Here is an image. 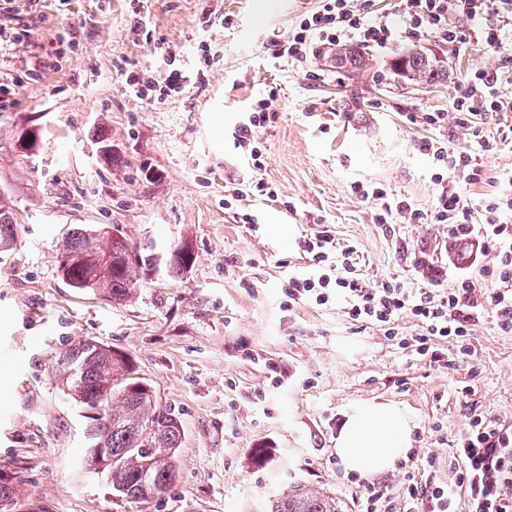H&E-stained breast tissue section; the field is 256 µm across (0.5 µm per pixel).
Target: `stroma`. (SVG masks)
Returning a JSON list of instances; mask_svg holds the SVG:
<instances>
[{
  "mask_svg": "<svg viewBox=\"0 0 512 512\" xmlns=\"http://www.w3.org/2000/svg\"><path fill=\"white\" fill-rule=\"evenodd\" d=\"M317 0H0V25L21 39L0 45V192L21 234L0 252V482L19 512H265L289 485L334 496L360 512L367 477L346 471L333 439L348 407L392 402L410 417L412 456L381 474L401 506L406 475L445 482L471 413L512 425V335L479 325L470 357L452 365L416 359L379 328L351 320L340 301L289 303V274L310 271L302 240L328 231L352 250L367 283L409 291L448 287V231L441 224H377L356 185L380 187L428 208L436 187L416 143L465 145L464 132L410 122L450 110L470 68L504 77L512 60L472 45L444 57L448 78L400 85L387 70L405 41L373 50L377 82L332 68L327 56L273 59ZM169 47L162 58L156 45ZM180 92L143 101L126 74ZM276 112L260 132L261 166L234 135L260 99ZM35 129L27 156L16 131ZM496 150L480 155L489 192L512 169V136L483 124ZM110 145L118 164L105 160ZM236 194L225 206V194ZM79 225L120 226L168 254L189 244L192 267L164 265L127 301L67 286L56 244ZM92 339L124 353L161 404L179 418L178 476L160 500L116 494L82 470L85 420L59 390L52 350ZM267 449L263 465L253 451Z\"/></svg>",
  "mask_w": 512,
  "mask_h": 512,
  "instance_id": "1",
  "label": "stroma"
}]
</instances>
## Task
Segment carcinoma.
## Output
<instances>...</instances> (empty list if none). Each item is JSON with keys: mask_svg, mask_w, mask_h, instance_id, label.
Returning <instances> with one entry per match:
<instances>
[{"mask_svg": "<svg viewBox=\"0 0 512 512\" xmlns=\"http://www.w3.org/2000/svg\"><path fill=\"white\" fill-rule=\"evenodd\" d=\"M338 69L352 75L367 72L368 53L346 46L331 57ZM392 72L417 86H432L448 77L440 60L417 48L398 56ZM20 233L12 201L0 192V247L16 244ZM140 259L128 261L131 251ZM149 248L124 236H101L86 228L65 233L57 248L56 269L70 287L99 291L116 302L132 297L139 281L156 265ZM53 369L65 396L86 416L85 438L112 449L116 458L112 488L124 497L148 501L163 493L177 478V450L182 441L181 427L173 412L137 389L140 377L129 358L101 345L76 342L54 352ZM266 512H337L336 498L301 486L269 501Z\"/></svg>", "mask_w": 512, "mask_h": 512, "instance_id": "carcinoma-1", "label": "carcinoma"}]
</instances>
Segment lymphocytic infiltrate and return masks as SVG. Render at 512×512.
I'll list each match as a JSON object with an SVG mask.
<instances>
[{
  "instance_id": "f902f5d3",
  "label": "lymphocytic infiltrate",
  "mask_w": 512,
  "mask_h": 512,
  "mask_svg": "<svg viewBox=\"0 0 512 512\" xmlns=\"http://www.w3.org/2000/svg\"><path fill=\"white\" fill-rule=\"evenodd\" d=\"M398 21L372 16L359 0H319L287 39L274 42L271 55L295 63L347 44L383 48L405 35L428 38L454 53L475 42L512 55V0H402ZM512 121V95L501 89L498 75L475 67L455 85L450 112H423L418 120L430 127L453 124L469 131L470 143L460 147L431 137L418 143L421 154L435 168L439 190L430 210L388 195L379 187L356 185L361 199L374 201L378 224H443L448 247H465L466 262L456 267L449 289L424 288L414 293L395 280L369 284L357 273L350 251L330 263V238L319 232L304 239L314 270L288 278L289 302L327 304L341 297L350 319L379 328L385 338L397 340L398 322L411 315L421 327L414 351L431 362L444 361L438 341L451 344L456 356L470 355L476 328L491 320L502 333L512 335V171L501 173L498 190L478 198L469 187L483 180L476 161L494 145L481 133L485 116ZM459 467L452 483L429 480L408 482L401 512H512V427L472 414L453 452Z\"/></svg>"
}]
</instances>
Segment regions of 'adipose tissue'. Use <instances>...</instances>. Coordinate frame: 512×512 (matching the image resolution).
Wrapping results in <instances>:
<instances>
[{"label": "adipose tissue", "mask_w": 512, "mask_h": 512, "mask_svg": "<svg viewBox=\"0 0 512 512\" xmlns=\"http://www.w3.org/2000/svg\"><path fill=\"white\" fill-rule=\"evenodd\" d=\"M409 446V418L391 403L351 406L335 439V453L344 468L363 476L391 470Z\"/></svg>", "instance_id": "adipose-tissue-1"}]
</instances>
